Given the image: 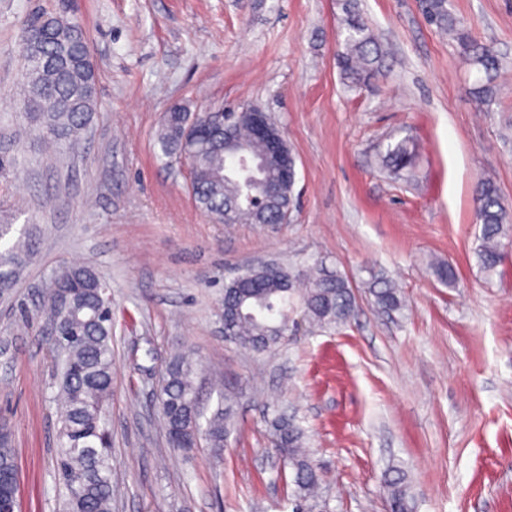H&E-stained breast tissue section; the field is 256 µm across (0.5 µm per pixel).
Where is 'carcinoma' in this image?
I'll return each instance as SVG.
<instances>
[{
  "mask_svg": "<svg viewBox=\"0 0 512 512\" xmlns=\"http://www.w3.org/2000/svg\"><path fill=\"white\" fill-rule=\"evenodd\" d=\"M346 35L339 64L346 86L360 88L382 75L384 54L356 0H344ZM427 22L454 41L467 64L476 70L475 99L491 107L497 95L498 61L492 51L474 40L464 22L448 9V0H427ZM25 60V99L21 116L33 128L63 148L75 144L97 107V85L90 67L92 52L82 24L75 18L43 13L27 21L22 32ZM231 126H215L213 133L194 144L184 143L181 128L187 111L174 108L162 120L159 136L164 156L188 154L190 188L199 209L217 223L274 224L291 209L296 176L280 179L278 167L267 160L265 144L252 134L250 112ZM386 167L396 176L410 172L415 152L403 139L390 145ZM476 218L482 225L476 256L489 276L497 272L502 239L512 222L501 191L491 180L476 190ZM13 225L0 224V292L15 287L16 269L34 252L32 239L12 235ZM65 278L46 292L44 307L55 338H72L60 354L56 401L59 406L57 469L67 495L63 512H112V313L99 306L109 291L88 266L65 267ZM374 303L386 310L404 306L401 292L382 277L370 286ZM357 308L349 277L314 265L305 273L279 265L249 266L224 283V336L240 347L269 353L286 340L294 311L321 328L348 324ZM196 368L189 352L174 355L164 369L158 412L171 447L190 452L200 440L219 451L233 427L230 409L217 410L206 421L197 401ZM269 436L283 468L291 476L295 508L315 501L320 484L307 448L305 432L294 419L278 414L270 421ZM392 512H407L402 479L386 481ZM18 491V474L9 423L0 424V494Z\"/></svg>",
  "mask_w": 512,
  "mask_h": 512,
  "instance_id": "obj_1",
  "label": "carcinoma"
}]
</instances>
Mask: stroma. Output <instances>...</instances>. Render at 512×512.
I'll use <instances>...</instances> for the list:
<instances>
[{"label":"stroma","instance_id":"1","mask_svg":"<svg viewBox=\"0 0 512 512\" xmlns=\"http://www.w3.org/2000/svg\"><path fill=\"white\" fill-rule=\"evenodd\" d=\"M492 47V108L418 0H359L385 75L341 79L342 0H0V220L35 242L0 298V413L11 421L19 512H59L60 424L52 336L33 310L51 273L93 268L112 287V512H293L269 422L288 409L321 476V512H389L401 475L413 512H512V257L481 272L474 190L495 181L512 210V0H449ZM84 25L101 75L80 153L56 151L18 111L21 33L37 10ZM254 105L296 157L284 224H218L189 175L163 157L171 108ZM410 139L411 175L388 146ZM346 272L358 311L343 328L301 326L272 357L224 336V283L247 264ZM451 263L455 287L430 268ZM405 306L373 302L372 276ZM190 350L199 404L234 406L221 454L171 448L161 369Z\"/></svg>","mask_w":512,"mask_h":512}]
</instances>
